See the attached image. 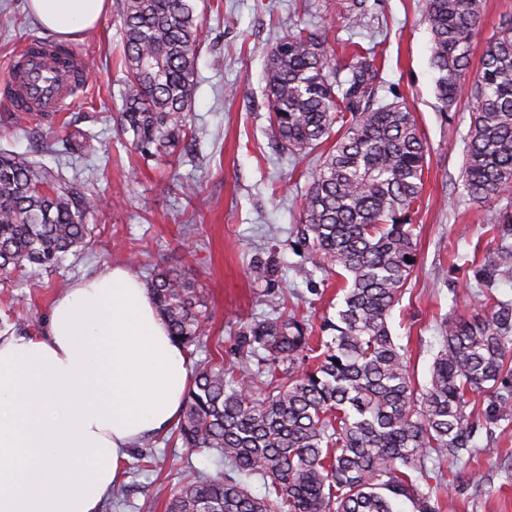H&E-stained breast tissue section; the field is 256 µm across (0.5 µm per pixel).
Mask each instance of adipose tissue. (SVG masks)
Returning a JSON list of instances; mask_svg holds the SVG:
<instances>
[{
    "mask_svg": "<svg viewBox=\"0 0 512 512\" xmlns=\"http://www.w3.org/2000/svg\"><path fill=\"white\" fill-rule=\"evenodd\" d=\"M48 30L108 0H30ZM192 380L140 280L121 266L55 302L43 334L0 336V512H98L133 446L177 422Z\"/></svg>",
    "mask_w": 512,
    "mask_h": 512,
    "instance_id": "obj_1",
    "label": "adipose tissue"
}]
</instances>
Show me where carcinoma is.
Masks as SVG:
<instances>
[{"instance_id":"1","label":"carcinoma","mask_w":512,"mask_h":512,"mask_svg":"<svg viewBox=\"0 0 512 512\" xmlns=\"http://www.w3.org/2000/svg\"><path fill=\"white\" fill-rule=\"evenodd\" d=\"M480 0H425L430 65L441 111L475 101L462 179L475 202L512 187V23L488 37L470 75ZM366 0H344L356 23ZM124 36L121 129L143 158L171 156L192 135L201 21L192 0H120ZM335 48L314 28L283 34L265 80L275 146L308 154L332 142L311 171L296 244L326 276L343 280L330 339L311 345L309 320L280 312L240 335V361L212 358L196 372L174 435L191 451L214 450L234 475L199 476L170 489L165 512H442L430 484L431 452L473 459L468 392L490 393L492 418L512 414V301L484 294L487 312L445 320L427 385L416 384L388 319L415 263L412 213L423 193L428 147L403 101L375 104L381 61L358 48L340 80ZM97 196L60 185L26 154L0 152V276L57 269L87 244ZM500 236L496 266L512 247ZM412 262H407V259ZM156 312L184 349L210 319L195 283L158 269L146 279ZM256 477L265 494H251Z\"/></svg>"}]
</instances>
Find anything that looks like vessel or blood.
<instances>
[{"mask_svg": "<svg viewBox=\"0 0 512 512\" xmlns=\"http://www.w3.org/2000/svg\"><path fill=\"white\" fill-rule=\"evenodd\" d=\"M9 97L16 111L62 116L79 99L86 62L70 46L34 36L11 65Z\"/></svg>", "mask_w": 512, "mask_h": 512, "instance_id": "b4317fda", "label": "vessel or blood"}]
</instances>
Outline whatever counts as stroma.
I'll list each match as a JSON object with an SVG mask.
<instances>
[{
  "instance_id": "1",
  "label": "stroma",
  "mask_w": 512,
  "mask_h": 512,
  "mask_svg": "<svg viewBox=\"0 0 512 512\" xmlns=\"http://www.w3.org/2000/svg\"><path fill=\"white\" fill-rule=\"evenodd\" d=\"M425 0H368V12L352 23L338 0H193L203 19L196 59V84L189 123L195 139L179 159H144L121 133L124 74L119 8L110 10L73 43L88 64L81 101L55 127L29 119L3 122L12 107L0 96V150L28 154L60 170L68 185L94 191L100 201L89 218L87 246L67 255L60 269L39 270L29 278L0 280V324L42 330L56 299L84 276L114 265L128 266L138 278L161 267L194 281L212 311L193 363L219 354L225 364L239 359V333L272 315L274 301L309 316L313 325L335 316L342 296L337 279L315 269L293 246L301 203L318 156L294 157L271 142L265 69L269 51L286 30L299 24L324 32L336 46L339 76H346L353 44H380L385 54L378 98L401 97L414 112L428 145L424 193L413 215L417 266L406 292L389 318L419 384H426L434 355L442 346V319L484 310L481 294L512 299V276L488 280L500 239L497 225L512 218V189L478 204L461 179L464 137L473 102L463 98L454 116L441 112L430 66V32L422 21ZM481 28L470 48L478 69L485 41L512 21V0H481ZM29 0H0V84L8 62L33 35L48 36ZM91 132L84 153L64 154L61 140L75 130ZM269 268L254 281L255 261ZM471 468L487 477L481 489L463 480L464 467L429 455L427 468L444 477L442 512H512V416L500 419L474 439ZM229 468L217 453L176 446L158 433L134 448L119 479L127 495L105 498L99 512H164L163 500L148 486L174 487L198 475L224 477Z\"/></svg>"
}]
</instances>
